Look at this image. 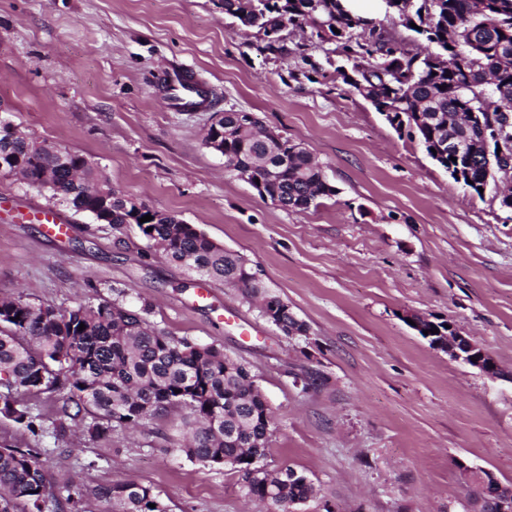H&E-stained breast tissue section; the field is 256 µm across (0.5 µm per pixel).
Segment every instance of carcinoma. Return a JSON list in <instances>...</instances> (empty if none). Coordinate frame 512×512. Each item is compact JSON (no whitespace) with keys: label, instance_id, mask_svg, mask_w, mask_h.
<instances>
[{"label":"carcinoma","instance_id":"cac0c4a2","mask_svg":"<svg viewBox=\"0 0 512 512\" xmlns=\"http://www.w3.org/2000/svg\"><path fill=\"white\" fill-rule=\"evenodd\" d=\"M223 2L224 14L243 31L262 33V52L286 51L279 32L285 19L309 31L310 43L335 42L351 62L350 71H341L343 80L390 122L413 128L441 167L461 170L471 194L482 196L479 188L496 183L509 166L497 149L504 146L512 158V0H413L410 7L389 11L368 34L360 27L363 17L352 14L345 0ZM398 24L435 50L405 47L395 34ZM220 130L224 168L248 175L258 193L279 207L305 210L336 195L309 152L291 150L286 137L271 138L257 118L226 112ZM450 138L471 149L466 160L431 152ZM1 157L21 163L17 174L27 185L74 212L111 226L134 224L167 261L235 288L249 302L260 301L261 315L284 335L307 333L288 302L266 291L244 255L174 214L144 204L134 210L129 196L99 179L84 155L40 144L6 121L0 126ZM147 214L152 220L139 222ZM83 282L95 301L66 309L0 298V417L35 438L63 441L80 423L91 439L105 440L116 430L144 429L176 412L184 431L180 451L209 466H232L260 512H288L289 502L313 497L302 474L282 485L270 471L262 481L250 479L252 460L267 455L276 423L245 364L215 345L158 328L149 320L148 305L132 309L117 297L101 296L91 279ZM45 393L65 395L48 424L28 402ZM466 481L479 512H497L509 490L484 470L470 472ZM97 496L112 504V512H167L151 488L134 481L101 486ZM53 498L39 449L1 443L0 512H42L41 503Z\"/></svg>","mask_w":512,"mask_h":512}]
</instances>
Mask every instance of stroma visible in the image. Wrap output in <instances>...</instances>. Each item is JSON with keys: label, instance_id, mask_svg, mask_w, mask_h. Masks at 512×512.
<instances>
[{"label": "stroma", "instance_id": "stroma-1", "mask_svg": "<svg viewBox=\"0 0 512 512\" xmlns=\"http://www.w3.org/2000/svg\"><path fill=\"white\" fill-rule=\"evenodd\" d=\"M260 52L222 0H0V107L47 146L83 154L115 190L173 212L258 268L306 323L285 336L239 292L195 283L135 226L74 213L0 173V297L68 308L125 291L176 337L248 364L277 428L263 466L305 475L307 512H474L463 467L512 485V213L478 197L395 131L339 74L333 44ZM191 66L208 108L170 112L164 70ZM256 115L318 160L337 194L284 210L206 148L216 115ZM57 212L50 236L23 204ZM448 321L502 375L431 347L405 320ZM105 442L44 438V475L80 512H110L98 487L133 480L168 512H250L240 476L179 451V417Z\"/></svg>", "mask_w": 512, "mask_h": 512}]
</instances>
